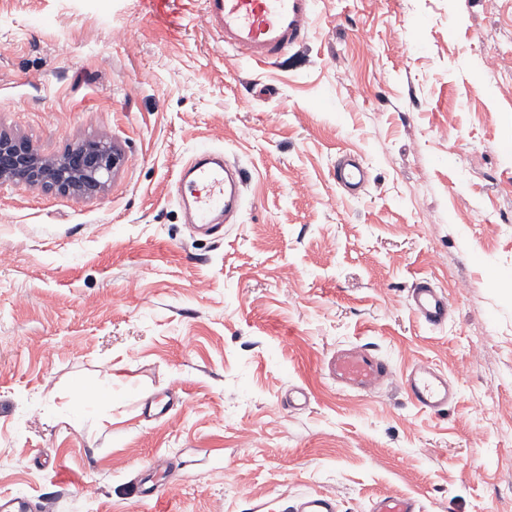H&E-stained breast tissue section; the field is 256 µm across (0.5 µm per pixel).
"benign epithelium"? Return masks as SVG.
Returning a JSON list of instances; mask_svg holds the SVG:
<instances>
[{
  "instance_id": "1",
  "label": "benign epithelium",
  "mask_w": 512,
  "mask_h": 512,
  "mask_svg": "<svg viewBox=\"0 0 512 512\" xmlns=\"http://www.w3.org/2000/svg\"><path fill=\"white\" fill-rule=\"evenodd\" d=\"M118 154L112 139H87L57 157H43L22 138L0 132V187L92 198L105 190Z\"/></svg>"
}]
</instances>
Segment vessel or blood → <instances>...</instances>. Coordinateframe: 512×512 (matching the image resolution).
<instances>
[{
	"instance_id": "vessel-or-blood-1",
	"label": "vessel or blood",
	"mask_w": 512,
	"mask_h": 512,
	"mask_svg": "<svg viewBox=\"0 0 512 512\" xmlns=\"http://www.w3.org/2000/svg\"><path fill=\"white\" fill-rule=\"evenodd\" d=\"M315 0H204L206 23L222 46L239 52L247 61L266 64L302 43L309 32ZM245 174L226 161L222 152L197 150L180 179V201L188 205L196 224L212 223L217 212L237 213L242 205ZM336 180L358 191L368 180L364 166L348 160L336 168ZM412 314L427 326L448 321V298L428 281H418L409 294ZM390 366L372 348L354 345L336 350L328 363V376L338 388L371 392L392 377ZM402 387L416 407L436 413L456 398L447 374L433 365H415L402 376ZM289 512H337L335 496L307 493L298 497ZM370 512H421L415 498L381 496L372 499Z\"/></svg>"
}]
</instances>
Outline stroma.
I'll return each mask as SVG.
<instances>
[{
    "instance_id": "obj_1",
    "label": "stroma",
    "mask_w": 512,
    "mask_h": 512,
    "mask_svg": "<svg viewBox=\"0 0 512 512\" xmlns=\"http://www.w3.org/2000/svg\"><path fill=\"white\" fill-rule=\"evenodd\" d=\"M202 8L0 0V130L123 154L95 198L0 190V494L135 512L152 479L173 494L155 512L307 492L512 512V0H317L261 65ZM204 142L246 173L207 233L177 199ZM345 153L368 166L356 198ZM423 278L444 327L409 309ZM351 345L393 378L339 390L324 365ZM422 362L456 386L445 411L400 386Z\"/></svg>"
}]
</instances>
